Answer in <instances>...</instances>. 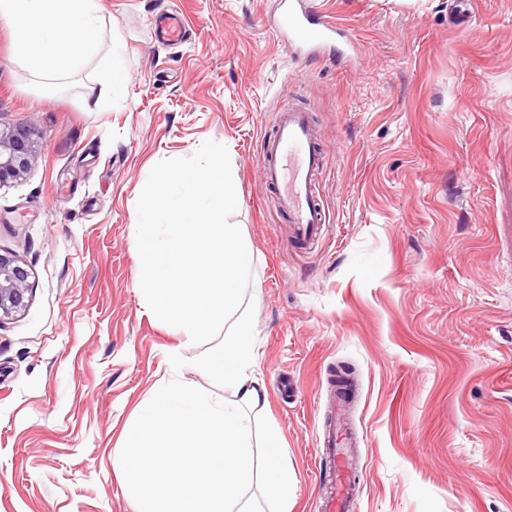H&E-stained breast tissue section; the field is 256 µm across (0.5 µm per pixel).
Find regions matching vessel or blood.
<instances>
[{
    "mask_svg": "<svg viewBox=\"0 0 512 512\" xmlns=\"http://www.w3.org/2000/svg\"><path fill=\"white\" fill-rule=\"evenodd\" d=\"M280 8L277 31L302 52L347 58L356 54V38L327 16L313 15L306 0H280ZM323 166L324 155L309 112L295 107L277 112L274 133L263 141L261 178L274 187L271 203L277 212L287 215L292 239L308 248L319 242L329 222L316 196ZM319 441L324 448L322 457L329 463L326 482L330 488L320 512H348L353 497L351 439L341 414L324 418Z\"/></svg>",
    "mask_w": 512,
    "mask_h": 512,
    "instance_id": "b4317fda",
    "label": "vessel or blood"
}]
</instances>
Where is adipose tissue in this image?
Returning <instances> with one entry per match:
<instances>
[{
	"instance_id": "1",
	"label": "adipose tissue",
	"mask_w": 512,
	"mask_h": 512,
	"mask_svg": "<svg viewBox=\"0 0 512 512\" xmlns=\"http://www.w3.org/2000/svg\"><path fill=\"white\" fill-rule=\"evenodd\" d=\"M16 53L29 69L44 74L76 73L100 59L97 105L125 93V58L118 44H105L103 0H0Z\"/></svg>"
}]
</instances>
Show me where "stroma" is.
Returning <instances> with one entry per match:
<instances>
[{
    "label": "stroma",
    "mask_w": 512,
    "mask_h": 512,
    "mask_svg": "<svg viewBox=\"0 0 512 512\" xmlns=\"http://www.w3.org/2000/svg\"><path fill=\"white\" fill-rule=\"evenodd\" d=\"M104 2L128 94L101 108L83 105L96 64L33 73L0 18V128L39 132L28 172L0 187V253L32 288L0 321V512H137L113 460L156 384L235 401L137 295L147 177L207 140L237 165L253 375L294 466L290 512H318L340 364L356 381L353 512H512V0H314L362 48L344 63L280 41L279 0ZM173 11L177 45L152 28ZM288 106L312 113L326 153L331 222L307 250L259 172Z\"/></svg>",
    "instance_id": "obj_1"
}]
</instances>
